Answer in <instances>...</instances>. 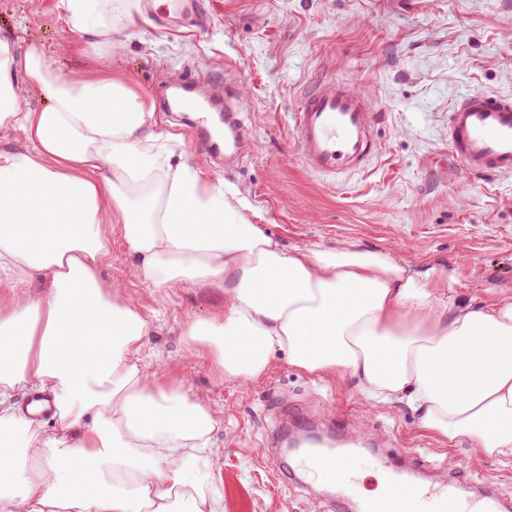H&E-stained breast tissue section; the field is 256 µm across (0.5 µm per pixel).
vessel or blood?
I'll use <instances>...</instances> for the list:
<instances>
[{
	"mask_svg": "<svg viewBox=\"0 0 512 512\" xmlns=\"http://www.w3.org/2000/svg\"><path fill=\"white\" fill-rule=\"evenodd\" d=\"M224 97V123L237 151L247 132L232 104V90H225ZM375 122L374 102L365 92L333 77L315 81L301 94L295 114L303 165L327 176L365 168L378 150ZM448 145L459 166L471 175L511 174L512 97L471 94L458 100L448 112ZM358 459L354 452H325L308 455L305 462L315 479L332 484ZM368 463L383 472L385 487L406 491L410 512H472L458 498L455 482L426 487L386 456H370Z\"/></svg>",
	"mask_w": 512,
	"mask_h": 512,
	"instance_id": "obj_1",
	"label": "vessel or blood"
}]
</instances>
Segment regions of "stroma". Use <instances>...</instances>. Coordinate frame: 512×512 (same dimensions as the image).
Segmentation results:
<instances>
[{
	"label": "stroma",
	"mask_w": 512,
	"mask_h": 512,
	"mask_svg": "<svg viewBox=\"0 0 512 512\" xmlns=\"http://www.w3.org/2000/svg\"><path fill=\"white\" fill-rule=\"evenodd\" d=\"M164 7V0H115L106 23L119 46L99 61L81 54L60 0H0V36L16 57L35 45L59 73L95 70L145 92L159 129L181 135L184 158H209L210 174L237 188L255 223L285 246L344 244L433 265L452 301L512 297V175H469L448 148L453 102L512 95V0H199V17L184 15L178 34L153 18ZM322 76L354 83L375 101L379 150L366 171L332 180L301 162L294 112L305 84ZM175 77L238 85L253 146L234 166H225L222 143L202 144L205 122L171 110ZM105 231L111 256L101 276L149 322L140 368L165 367L166 383L201 393L222 421L215 487L224 512H339L336 490L291 474L266 445L279 423L310 416L342 434L363 424L422 483L447 478L455 462L465 499L490 485L512 500V459L474 460L467 441L422 429L406 399L368 405L356 380L308 375L279 350L267 372L247 382L225 377L209 352L190 355L186 324L220 319L223 293L188 284L160 297L130 277L119 225Z\"/></svg>",
	"instance_id": "1"
}]
</instances>
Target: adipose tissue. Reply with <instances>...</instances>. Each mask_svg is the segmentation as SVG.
Masks as SVG:
<instances>
[{"label":"adipose tissue","instance_id":"1","mask_svg":"<svg viewBox=\"0 0 512 512\" xmlns=\"http://www.w3.org/2000/svg\"><path fill=\"white\" fill-rule=\"evenodd\" d=\"M61 5L87 56L111 54L112 0ZM28 88L45 108L22 107ZM0 128V512H224L218 420L201 395L161 385L164 369H140L148 323L100 275L112 223L134 279L223 290L222 320L184 334L225 377H260L278 349L307 374L353 376L368 401L407 397L421 428L477 456L512 459V299L452 303L437 268L283 246L205 162L177 159L147 96L60 75L35 46L16 59L1 37ZM27 388L51 393L56 432L21 416Z\"/></svg>","mask_w":512,"mask_h":512}]
</instances>
